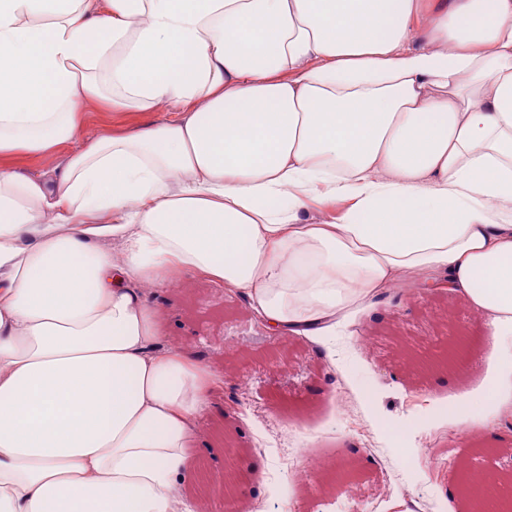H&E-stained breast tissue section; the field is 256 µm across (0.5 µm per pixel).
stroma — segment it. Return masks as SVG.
Returning a JSON list of instances; mask_svg holds the SVG:
<instances>
[{"instance_id": "obj_1", "label": "stroma", "mask_w": 512, "mask_h": 512, "mask_svg": "<svg viewBox=\"0 0 512 512\" xmlns=\"http://www.w3.org/2000/svg\"><path fill=\"white\" fill-rule=\"evenodd\" d=\"M168 116L162 105L138 112L94 103L84 112L83 133H130ZM401 289L400 295L351 314L347 329L336 334L332 363L320 358L303 337L270 335L245 302L221 285L188 276L150 289V297L170 321L172 344L198 340L206 362L227 379L220 410L201 420L202 458L199 470L186 481V498L195 500L219 489L224 478L219 447L226 432L248 448L244 465H264L263 474L251 477L257 487L252 503L258 508L272 504L284 486L295 512H411L408 502L413 497L426 506L438 497L447 501V512H464L457 479L460 461L512 473V412L482 420L475 435L445 419L446 409L464 406L471 392L512 367L492 356L483 319L451 299L447 290H429L411 278L404 279ZM454 332L468 339L464 373L415 376L392 355L396 342L428 351ZM228 339L240 353L230 367L224 364ZM428 404L438 410L417 428L412 444L435 448L436 454L417 461L411 477L413 494L407 497L397 487L401 455L376 431L373 421L409 423ZM307 437L329 462L348 455L357 459L354 493L321 478L297 483V466L288 462V452ZM387 484L394 490L385 495L381 489Z\"/></svg>"}]
</instances>
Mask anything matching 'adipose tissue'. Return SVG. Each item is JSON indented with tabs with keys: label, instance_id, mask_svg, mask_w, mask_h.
Instances as JSON below:
<instances>
[{
	"label": "adipose tissue",
	"instance_id": "ef3b65f1",
	"mask_svg": "<svg viewBox=\"0 0 512 512\" xmlns=\"http://www.w3.org/2000/svg\"><path fill=\"white\" fill-rule=\"evenodd\" d=\"M92 101L173 116L64 152ZM509 200L512 0H0V512H183L224 378L148 291L189 275L325 343L413 274L512 361ZM63 154H58L54 157H38L17 155L10 158H2V164L12 167L18 172L31 175L41 176L45 172L54 168L62 159Z\"/></svg>",
	"mask_w": 512,
	"mask_h": 512
}]
</instances>
